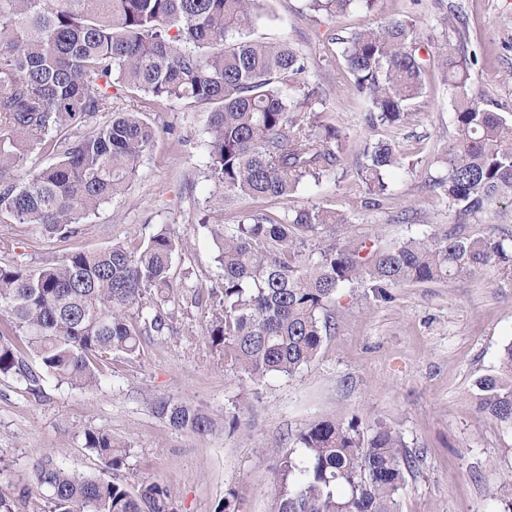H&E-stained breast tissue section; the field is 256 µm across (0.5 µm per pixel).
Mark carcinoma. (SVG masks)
Instances as JSON below:
<instances>
[{
	"mask_svg": "<svg viewBox=\"0 0 512 512\" xmlns=\"http://www.w3.org/2000/svg\"><path fill=\"white\" fill-rule=\"evenodd\" d=\"M258 0H0V223L29 224L68 238L102 204L124 193L157 129L141 112H114L112 88L155 107L173 99L209 110L210 173L224 196L277 201L299 184H319L348 160L374 205L388 199L384 176L405 157L386 140L344 156L341 130L322 120L325 105L306 67L286 42L249 38ZM377 0H308L314 14L340 16ZM425 40L409 19L392 18L339 39L343 70L365 107V122L399 126L424 94ZM455 92L458 138L448 144L433 187L448 198L454 223L473 224L512 204V113L494 112L468 85L473 64L461 48L437 51ZM109 118L67 133L77 121ZM60 155L15 183L31 146ZM348 224L331 208L290 209L279 219L248 213L219 233V286L192 288L213 300L203 340L224 369L259 383L311 362L334 326L337 293L354 283L376 301L411 284L473 277L494 265L512 280V236L444 231L375 248L335 236L306 246L328 225ZM177 243L166 233L147 243L75 252L25 269L0 263V375L39 393L40 376L92 389L116 356L135 359L143 337L170 329L151 303L173 286ZM135 311L143 326H135ZM476 406L512 427V344L494 373L476 381ZM155 413L175 429L203 436L214 418L173 397ZM279 456L275 512H399L405 473L415 466L388 427L368 435L358 417H327L301 431ZM84 446L118 470L125 445L95 429ZM300 450L302 461L293 457ZM31 486L0 492V512H24L31 487L48 492L36 512H174L172 491L155 481L135 486L77 473L48 453L32 465Z\"/></svg>",
	"mask_w": 512,
	"mask_h": 512,
	"instance_id": "obj_1",
	"label": "carcinoma"
}]
</instances>
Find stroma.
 <instances>
[{"instance_id": "1", "label": "stroma", "mask_w": 512, "mask_h": 512, "mask_svg": "<svg viewBox=\"0 0 512 512\" xmlns=\"http://www.w3.org/2000/svg\"><path fill=\"white\" fill-rule=\"evenodd\" d=\"M466 18L464 50L478 62L473 89L491 109L512 113V0H378L374 10L338 17L306 14L305 0H261L250 38L288 41L307 59L311 82L327 98L326 117L347 136L355 154L365 139L383 138L413 160L388 175L390 198L365 206V186L355 171L321 184L302 182L283 201H225L208 169L207 114L186 100H172L143 117L159 131L125 193L102 204L81 232L63 240L25 224H1L11 238V264L35 267L74 251L143 242L159 231L186 243L175 253L171 281L209 288L221 275L216 233L246 213L279 217L290 208L328 207L349 218V235L389 245L454 227L448 200L429 184L457 135L453 92L431 65L412 119L398 128L369 129L351 93L338 38L387 18H410L432 47L455 42L440 24L441 11ZM390 303L369 298L363 284L343 288L336 300V328L316 357L294 375L273 374L254 384L226 371L202 341L210 316L173 297L162 303L172 316L168 335L154 336L134 361L113 359L92 390L47 377L40 395L25 383L0 376V492L25 484L34 459L51 452L66 468L115 483L142 480L169 487L176 512H215L228 488L241 497V512H274L276 451L326 417L359 416L364 428L397 431L416 466L401 494V512H503L492 495L512 479V428L476 407L475 382L490 374L501 349L512 342V282L493 266L472 278L395 288ZM171 396L208 411L217 421L204 438L177 430L154 412ZM246 407V426L230 431L225 416ZM106 431L125 443L118 471L106 469L84 446L83 432Z\"/></svg>"}]
</instances>
